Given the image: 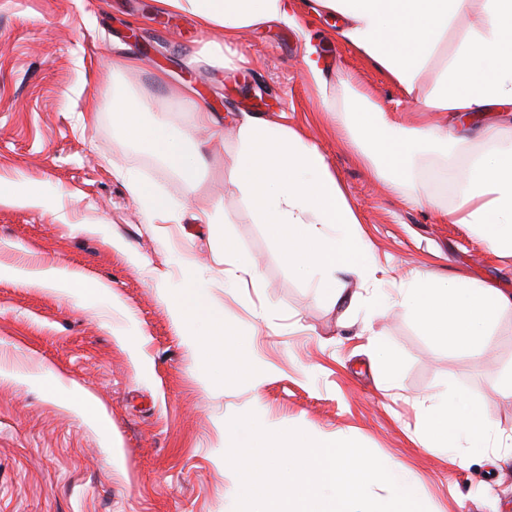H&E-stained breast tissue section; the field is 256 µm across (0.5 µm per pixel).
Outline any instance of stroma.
Returning a JSON list of instances; mask_svg holds the SVG:
<instances>
[{
    "label": "stroma",
    "instance_id": "35a3bbf8",
    "mask_svg": "<svg viewBox=\"0 0 512 512\" xmlns=\"http://www.w3.org/2000/svg\"><path fill=\"white\" fill-rule=\"evenodd\" d=\"M218 37L189 14L152 0H0V185L46 193L43 205L0 201V265L54 266L111 286L118 306L90 309L52 289L0 278V512H236L241 483L225 464L231 418L255 413L265 429L337 433L399 465L428 512H512V450L427 449L419 438L438 392L460 390L499 432L512 435V397L495 389L512 371V308L492 328L493 343L472 354L430 336L400 306L376 310L372 287L343 277L353 305L333 304L318 279L294 273L263 224L253 223L233 169L235 121L248 113L288 125L314 143L359 221L372 260L396 294L417 274L465 278L512 293V255L493 252L474 228L444 222L459 184L437 179L447 162L464 170L476 140L452 155L430 149L410 183L394 189L372 172L345 125L323 111L306 75L315 47L329 65L326 93L354 92L419 122L420 105L351 46L334 26L299 9L293 25L248 31L214 59ZM136 55L139 68L113 74ZM168 81L156 83V73ZM150 97L151 123L164 114L183 128L195 101L224 123L223 139L197 137L210 165L195 187L144 142L119 136L112 85ZM95 111L93 123L82 113ZM145 179L173 204L149 224L123 173ZM438 207H431L429 198ZM226 210L228 242L256 262L261 287L228 288L199 203ZM188 257L208 282L224 322L251 364L265 373L224 379L211 346L193 350L159 291L182 278ZM137 325L138 355L116 341ZM399 361L387 384L376 348ZM41 376L45 385L29 384ZM76 387L105 417L90 422L49 381Z\"/></svg>",
    "mask_w": 512,
    "mask_h": 512
}]
</instances>
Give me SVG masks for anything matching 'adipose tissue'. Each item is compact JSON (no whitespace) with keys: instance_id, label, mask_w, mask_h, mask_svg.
Masks as SVG:
<instances>
[{"instance_id":"obj_1","label":"adipose tissue","mask_w":512,"mask_h":512,"mask_svg":"<svg viewBox=\"0 0 512 512\" xmlns=\"http://www.w3.org/2000/svg\"><path fill=\"white\" fill-rule=\"evenodd\" d=\"M161 10L194 16L202 28L232 44L247 30L270 23L294 24L293 0H156ZM470 0H307L311 13L336 22L337 35L384 70L406 99L416 97L419 77L439 52L448 26ZM482 22L463 38L438 69L424 99V111L446 117L442 127L402 124L394 110L364 95L349 99L340 114L354 141L376 172L395 187L405 186L416 156L423 150L457 141L456 124L477 125L478 139L492 150L474 154L460 176V201L441 215L451 224H468L498 252L512 254V121L484 123L493 109L512 107V0H481ZM182 96L193 114L191 126L175 128L160 119L138 127L187 185L198 183L206 164L194 142L197 129L220 138L224 128L211 112ZM235 168L238 187L258 224L279 225L289 268L317 275L330 286L333 302L346 301L336 285L340 274L376 282L378 269L359 236L358 218L319 148L279 122L244 115L237 126ZM0 277L18 278L52 288L84 308L112 300L109 286L90 284L55 267L14 269L1 266ZM180 324L214 327L224 315L210 298L203 277L184 262L179 288L164 292ZM397 302L441 341L483 352L492 342L496 317L512 307L498 288L475 286L458 278L412 279ZM423 445L427 448L487 447L492 427L475 404L453 390L428 407Z\"/></svg>"}]
</instances>
